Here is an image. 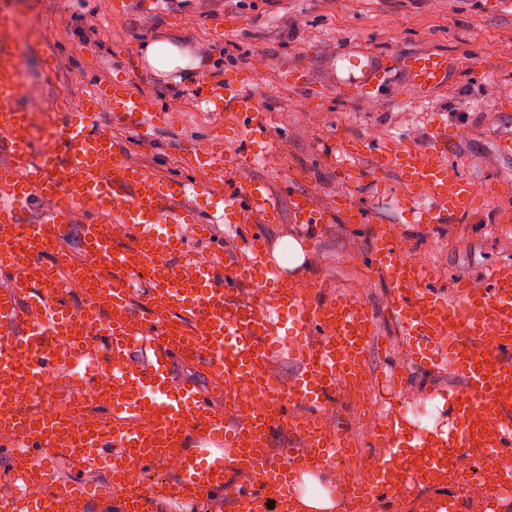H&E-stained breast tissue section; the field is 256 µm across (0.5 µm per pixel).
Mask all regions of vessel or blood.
Masks as SVG:
<instances>
[{"label":"vessel or blood","instance_id":"b4317fda","mask_svg":"<svg viewBox=\"0 0 512 512\" xmlns=\"http://www.w3.org/2000/svg\"><path fill=\"white\" fill-rule=\"evenodd\" d=\"M347 59L348 73L338 78L337 91L363 97L379 92L391 59L361 53ZM402 65L422 97L448 75V59L440 54L410 53ZM19 82L13 54L1 38L0 225H12L14 233L0 238V274L9 277L8 288L0 291V426L21 421L16 388L29 387L30 401L40 404L49 390L31 389V381L66 378L79 369L85 382L68 406L30 424L24 453L8 452L6 479L24 482L60 458L69 465L70 479L25 490L6 512H54L59 497L69 498L75 512L112 506L154 512L157 501L170 496L207 502L221 495L231 499L234 512H268L272 501L279 512H288L298 474L319 467L329 454L346 452L345 430L329 427L322 412L336 386L363 378L375 324L365 306L330 292L324 280L285 282L266 258L262 228L247 233L229 264L189 257L186 228L207 238L214 223L240 224L255 212L263 225L278 218L273 194L260 183L242 182L231 193L214 187L224 171L241 173L253 165L255 148L266 143L262 105L243 83L225 80L216 106L239 117L240 148L228 154L218 141L196 152L187 166L205 178L186 184L127 161L123 147L92 123L89 113L102 98L111 102L113 118L140 141L168 119L144 97L108 83L92 85L84 110L53 124L44 148L32 153V116L12 104ZM346 150L370 156L373 170L396 171L403 187L423 191L429 204L418 211L420 223L453 224L484 208L473 183L445 159L447 125L436 127L429 149L359 140ZM36 198L49 206L35 222H24L22 209ZM202 207L210 210L211 224L199 221ZM338 215L349 224H369L367 213L348 203L335 214L306 197L294 206L299 224H329ZM78 221L82 247L96 261L66 269L57 255L69 225ZM369 226L374 247L368 265L391 290L389 313L407 336L414 360L430 372L448 368L463 386L442 394L447 429L410 426L396 406L377 419L373 443L383 453L364 478L344 486L346 512H367L380 499L390 512H403L418 488L431 491L430 512H456L445 490L448 473L473 451L491 450L494 470L512 478L505 464L512 457V265L488 269L484 291H471L464 281L448 291L400 253L389 225ZM188 264L195 267L189 278L182 274ZM75 282L104 294L78 320L70 315L69 288ZM245 285L258 287V294L241 298ZM92 331L102 348L96 358L82 352L60 357L65 339ZM288 343L302 371L285 381L270 362ZM136 346L146 363L130 359ZM176 358L203 366L220 382L223 413H215L191 382L172 379ZM102 371L116 385L110 427L72 429L71 411L94 398L91 381ZM250 395L257 407L250 418H239ZM292 403L308 408V421L289 415ZM146 412L154 418L149 429L139 425ZM281 433L296 435L300 447L273 451L271 441ZM148 446L179 450L182 465L173 479L131 492L84 481L107 448L115 451L113 471L131 464L145 469L155 461L144 452ZM234 473L247 474L248 484L232 482Z\"/></svg>","mask_w":512,"mask_h":512}]
</instances>
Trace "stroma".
I'll list each match as a JSON object with an SVG mask.
<instances>
[{
	"label": "stroma",
	"instance_id": "1",
	"mask_svg": "<svg viewBox=\"0 0 512 512\" xmlns=\"http://www.w3.org/2000/svg\"><path fill=\"white\" fill-rule=\"evenodd\" d=\"M501 0H10L4 32L19 69L23 90L16 103L37 118L55 122L83 108L86 90L113 82L172 109L169 125L153 140L131 146L129 159L153 168L162 178L195 180L181 157L211 144L222 131L224 147L238 142L231 119L214 111L206 98L224 88V75L239 72L266 110L272 146L250 170L277 197L281 213L266 225L268 242L290 235L314 253L312 268L291 276L331 280L375 316L378 340L366 353L365 378H396L402 407L423 404L430 428L446 422L436 400L458 377L429 373L406 353L399 326L384 310L390 291L366 262L371 237L355 225L322 224L315 229L292 220V198L309 194L322 209L340 205L351 193L355 206L368 209L379 224L392 225L403 256L431 265L437 285L462 279L481 289L483 267L512 262V156L497 150L512 134V7ZM168 37L200 60L178 80L157 78L140 62V48ZM386 55L393 61L412 52H439L449 61L448 76L427 98H419L403 72L370 98L339 95L336 66L348 50ZM55 74L45 68L46 56ZM299 84L284 80L288 72ZM448 119L447 162L488 196L484 213L465 224H419L413 210L420 198L404 193L396 174L376 172L354 186L343 178L345 139L395 141L424 146L439 114ZM367 407L341 397L330 405L329 425L345 422L352 452L340 481L367 472L381 450L369 443L361 425ZM460 512H512V501L495 500L489 483L449 485Z\"/></svg>",
	"mask_w": 512,
	"mask_h": 512
}]
</instances>
